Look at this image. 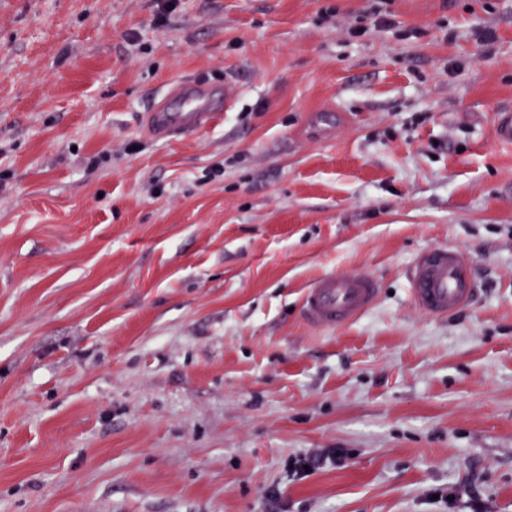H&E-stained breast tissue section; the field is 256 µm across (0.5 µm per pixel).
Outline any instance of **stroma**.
<instances>
[{
    "instance_id": "obj_1",
    "label": "stroma",
    "mask_w": 512,
    "mask_h": 512,
    "mask_svg": "<svg viewBox=\"0 0 512 512\" xmlns=\"http://www.w3.org/2000/svg\"><path fill=\"white\" fill-rule=\"evenodd\" d=\"M161 3L0 0V512H448L473 479L512 512V0ZM183 80L239 104L148 133ZM440 245L480 288L447 317L405 280ZM351 270L373 308L306 325ZM378 294L376 280L365 272H330L306 290L301 315L313 327L336 329L370 310Z\"/></svg>"
}]
</instances>
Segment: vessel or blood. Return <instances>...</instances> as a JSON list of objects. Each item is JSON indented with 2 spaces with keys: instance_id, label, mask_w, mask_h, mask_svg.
<instances>
[{
  "instance_id": "b4317fda",
  "label": "vessel or blood",
  "mask_w": 512,
  "mask_h": 512,
  "mask_svg": "<svg viewBox=\"0 0 512 512\" xmlns=\"http://www.w3.org/2000/svg\"><path fill=\"white\" fill-rule=\"evenodd\" d=\"M238 102L231 88L217 89L194 81L173 87L147 115V128L156 136L188 135L210 124ZM410 296L424 312L445 316L461 310L474 293L472 264L453 246L420 252L407 274ZM379 294L376 280L361 271L330 272L305 292L301 315L311 326L335 329L366 313Z\"/></svg>"
}]
</instances>
